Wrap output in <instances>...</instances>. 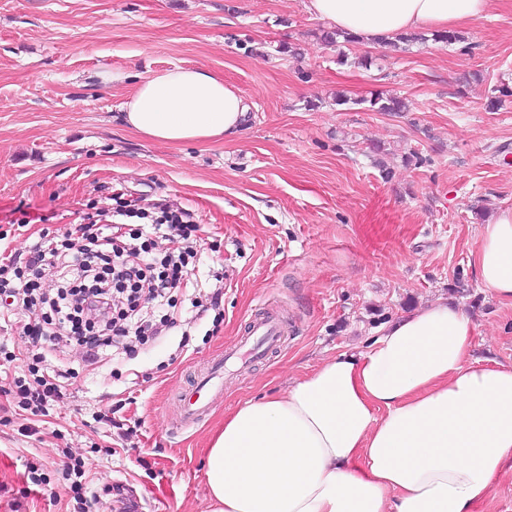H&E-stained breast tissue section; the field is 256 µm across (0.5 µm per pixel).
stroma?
Returning <instances> with one entry per match:
<instances>
[{"mask_svg":"<svg viewBox=\"0 0 512 512\" xmlns=\"http://www.w3.org/2000/svg\"><path fill=\"white\" fill-rule=\"evenodd\" d=\"M322 27L305 0H0V228L26 222L10 249L61 238L118 193L188 209L204 229L193 281L174 294L179 327L129 338L128 359L89 363L75 344L48 354L44 372L73 379L47 415L29 417L10 396L29 375L23 328L37 313L0 308V512H79L63 493L75 458L84 499L116 486L145 512H209L205 450L227 409L284 392L438 299L474 321L476 357L512 362V307L469 265L483 225L512 207V96L485 109L494 87L512 85V0H493L453 44H351V55L382 58L379 70L337 67ZM175 65L245 93L240 136L171 145L122 125L133 75ZM374 92L409 111L333 103ZM215 288L217 328L192 307ZM268 309L288 324L280 346L229 365L223 392L185 424L183 393ZM108 409L125 432L98 421Z\"/></svg>","mask_w":512,"mask_h":512,"instance_id":"1","label":"stroma"}]
</instances>
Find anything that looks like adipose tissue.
<instances>
[{
    "label": "adipose tissue",
    "instance_id": "obj_1",
    "mask_svg": "<svg viewBox=\"0 0 512 512\" xmlns=\"http://www.w3.org/2000/svg\"><path fill=\"white\" fill-rule=\"evenodd\" d=\"M493 0H306L316 19L380 45L486 17ZM238 88L202 68L140 77L122 106L132 132L175 145L244 129ZM478 282L512 305V207L469 254ZM476 326L428 303L340 351L280 395L225 413L206 450L211 512H474L512 466V363L474 357Z\"/></svg>",
    "mask_w": 512,
    "mask_h": 512
}]
</instances>
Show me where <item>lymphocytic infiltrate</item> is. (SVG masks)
Segmentation results:
<instances>
[{
  "mask_svg": "<svg viewBox=\"0 0 512 512\" xmlns=\"http://www.w3.org/2000/svg\"><path fill=\"white\" fill-rule=\"evenodd\" d=\"M77 230L85 242L80 256L44 239L24 255L0 259V294L9 293L16 307L42 311L41 321L24 329L34 351L28 365L32 379L17 381L15 392L19 407L35 416L62 389L58 376L39 372L44 350L74 342L94 359L102 348L119 346L126 337L158 336L175 327L171 292L187 286L193 274L201 227L177 207L159 204L150 211L120 201L108 221L88 213ZM162 231L179 248L157 258L151 254L152 237ZM46 273L61 282L56 297L35 288V278ZM149 303L163 309L160 321L143 317Z\"/></svg>",
  "mask_w": 512,
  "mask_h": 512,
  "instance_id": "lymphocytic-infiltrate-1",
  "label": "lymphocytic infiltrate"
}]
</instances>
